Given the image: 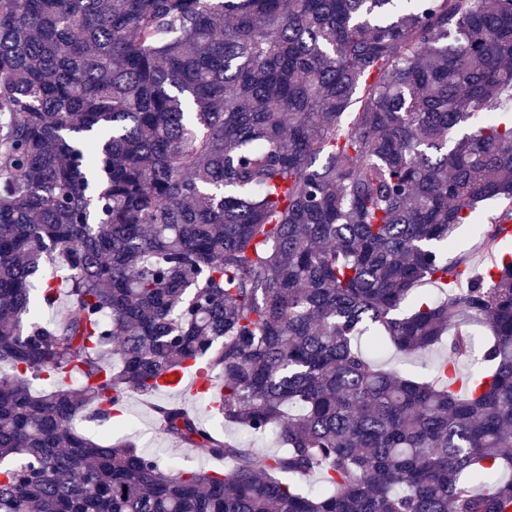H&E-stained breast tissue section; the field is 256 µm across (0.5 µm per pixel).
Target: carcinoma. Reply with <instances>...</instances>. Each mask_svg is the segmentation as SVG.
I'll return each mask as SVG.
<instances>
[{"mask_svg": "<svg viewBox=\"0 0 512 512\" xmlns=\"http://www.w3.org/2000/svg\"><path fill=\"white\" fill-rule=\"evenodd\" d=\"M490 199L512 221V0H0V512H512L502 223L488 275L444 257ZM371 327L448 355L384 370ZM186 365L282 451L178 404L224 470L76 429Z\"/></svg>", "mask_w": 512, "mask_h": 512, "instance_id": "carcinoma-1", "label": "carcinoma"}]
</instances>
